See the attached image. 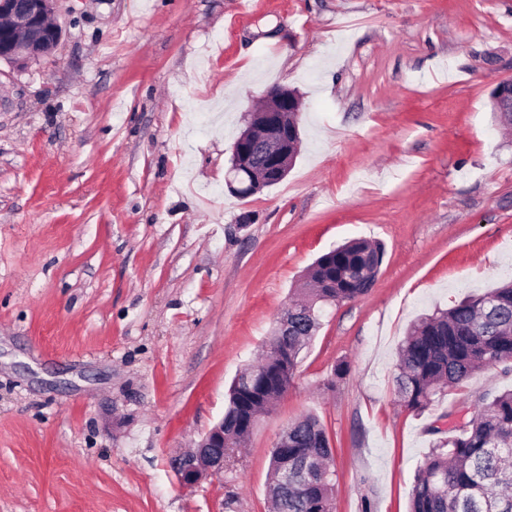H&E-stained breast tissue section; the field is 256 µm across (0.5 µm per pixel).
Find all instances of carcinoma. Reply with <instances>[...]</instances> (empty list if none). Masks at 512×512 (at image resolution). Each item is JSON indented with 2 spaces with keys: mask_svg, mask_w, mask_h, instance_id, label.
Returning <instances> with one entry per match:
<instances>
[{
  "mask_svg": "<svg viewBox=\"0 0 512 512\" xmlns=\"http://www.w3.org/2000/svg\"><path fill=\"white\" fill-rule=\"evenodd\" d=\"M383 257L381 244L359 239L314 261L300 288L304 299L288 307L290 334L277 343L280 358L249 366L230 387L221 419L224 447L237 448L256 415L282 398L320 325V306L367 294ZM400 352L398 402L417 412L480 368L512 370V283L420 318ZM334 452L317 416L304 415L288 425V447L271 451L269 496L275 512H335L329 472ZM285 462L286 498L283 485L275 481ZM411 512H512L511 389L483 398L461 431L436 442L417 469Z\"/></svg>",
  "mask_w": 512,
  "mask_h": 512,
  "instance_id": "cac0c4a2",
  "label": "carcinoma"
}]
</instances>
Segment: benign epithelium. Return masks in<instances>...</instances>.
<instances>
[{"label":"benign epithelium","mask_w":512,"mask_h":512,"mask_svg":"<svg viewBox=\"0 0 512 512\" xmlns=\"http://www.w3.org/2000/svg\"><path fill=\"white\" fill-rule=\"evenodd\" d=\"M55 10L56 0H0V61L24 65L50 55L62 34L59 26L47 24ZM261 100L262 107L248 111L232 146L225 184L237 196H251L283 180L299 153V126L289 120L301 112L299 93L273 86ZM494 101L495 111L512 112V81L497 83ZM236 461V454L224 450V427L216 424L175 459L174 470L182 486L194 487Z\"/></svg>","instance_id":"benign-epithelium-1"}]
</instances>
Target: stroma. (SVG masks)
<instances>
[{
  "instance_id": "1",
  "label": "stroma",
  "mask_w": 512,
  "mask_h": 512,
  "mask_svg": "<svg viewBox=\"0 0 512 512\" xmlns=\"http://www.w3.org/2000/svg\"><path fill=\"white\" fill-rule=\"evenodd\" d=\"M62 38L0 62V512H270L273 443L316 414L336 512H407L415 472L512 372L416 413L417 318L512 279V0H58ZM302 97L288 176L225 186L248 106ZM353 238L373 288L326 307L239 463L179 486L313 261Z\"/></svg>"
}]
</instances>
